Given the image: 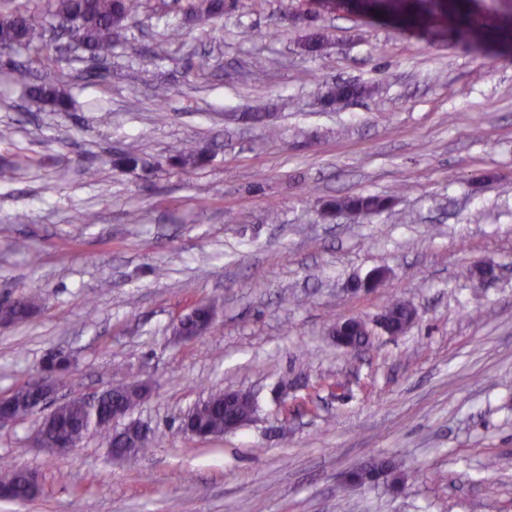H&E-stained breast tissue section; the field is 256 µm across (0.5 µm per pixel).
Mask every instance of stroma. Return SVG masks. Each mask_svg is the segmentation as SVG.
Here are the masks:
<instances>
[{
    "mask_svg": "<svg viewBox=\"0 0 512 512\" xmlns=\"http://www.w3.org/2000/svg\"><path fill=\"white\" fill-rule=\"evenodd\" d=\"M167 3L145 0L94 79L51 33L0 55V170L26 158L0 179V297L42 298L0 327V394L57 351L70 395L146 384L133 418L155 437L132 469L93 433L65 456L35 447L37 413L0 427V464L41 487L0 512H512V51L320 5L311 55L300 0L220 18ZM335 81L376 91L328 107ZM41 83L69 110L33 100ZM186 140L203 166L170 165ZM346 195L393 204L325 213ZM376 269L385 284L361 289ZM213 297L212 333L173 336ZM394 299L417 310L403 334L336 345L333 322ZM218 389L251 392L252 421L184 433Z\"/></svg>",
    "mask_w": 512,
    "mask_h": 512,
    "instance_id": "35a3bbf8",
    "label": "stroma"
}]
</instances>
